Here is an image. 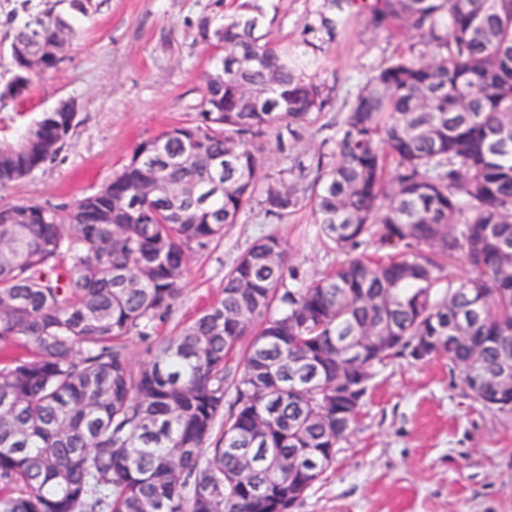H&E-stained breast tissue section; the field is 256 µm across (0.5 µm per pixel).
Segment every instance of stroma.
I'll return each instance as SVG.
<instances>
[{
    "mask_svg": "<svg viewBox=\"0 0 512 512\" xmlns=\"http://www.w3.org/2000/svg\"><path fill=\"white\" fill-rule=\"evenodd\" d=\"M83 3L80 33L62 62L33 76L20 98L0 102V141L9 142L61 103L76 109L58 155L0 190V207L74 202L107 184L137 144L195 112L221 54L197 36V23L205 18L218 28L234 12L227 0ZM327 7V0H265L260 33L287 45L307 77L331 88L332 106L299 139L264 138L263 180L289 181L291 166L326 152L347 90L414 42L357 19L314 49L307 27ZM267 235L281 240L299 280L336 264V252L315 234L310 208L277 220L252 204L222 240L193 253L181 296L157 335L217 299L225 273ZM294 512H512V413L475 402L447 355L388 361L374 370L353 432Z\"/></svg>",
    "mask_w": 512,
    "mask_h": 512,
    "instance_id": "stroma-1",
    "label": "stroma"
}]
</instances>
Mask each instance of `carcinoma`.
Instances as JSON below:
<instances>
[{
	"instance_id": "obj_1",
	"label": "carcinoma",
	"mask_w": 512,
	"mask_h": 512,
	"mask_svg": "<svg viewBox=\"0 0 512 512\" xmlns=\"http://www.w3.org/2000/svg\"><path fill=\"white\" fill-rule=\"evenodd\" d=\"M329 3L308 32L361 18L428 58L367 74L296 184L261 182L263 137H298L330 97L242 0L213 31L224 79H207L191 119L75 202L0 207V512H290L353 430L336 416L359 411L377 366L418 360L415 336L438 337L430 355H448L473 400L512 405L511 383L483 385L512 369V0ZM77 34L48 7L11 47L46 71ZM30 78L15 66L0 102ZM75 116L46 112L1 145L0 188L54 159ZM255 200L280 220L310 205L342 259L299 281L267 235L215 302L153 335L191 252ZM456 317L459 339L439 340ZM130 336L149 342L138 367Z\"/></svg>"
}]
</instances>
